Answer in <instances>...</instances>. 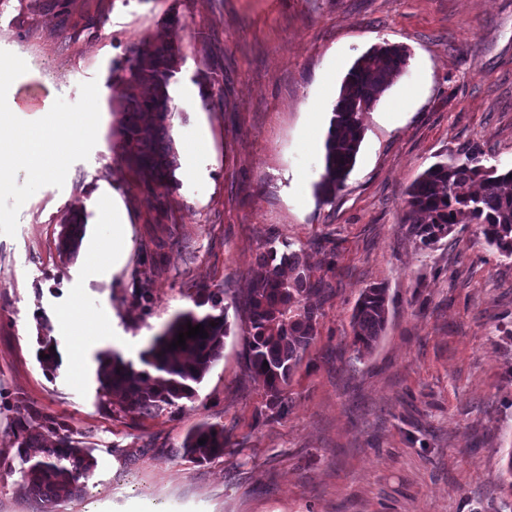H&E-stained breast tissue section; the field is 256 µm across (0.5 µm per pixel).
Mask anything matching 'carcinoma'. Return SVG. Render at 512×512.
Masks as SVG:
<instances>
[{"label":"carcinoma","mask_w":512,"mask_h":512,"mask_svg":"<svg viewBox=\"0 0 512 512\" xmlns=\"http://www.w3.org/2000/svg\"><path fill=\"white\" fill-rule=\"evenodd\" d=\"M181 48L164 42L133 51L122 68L123 91L113 111L119 113L116 134L125 160L162 185L179 166L169 134L173 112L167 87L176 72ZM407 64L398 46H380L356 60L333 108L325 142L324 173L316 185L327 199L336 196L351 172L363 139V116L371 111ZM405 223L416 243L428 248L456 224H476L499 255L512 258V168L483 162L477 145H465L449 162H437L410 185ZM84 224L73 212L64 219L62 252L78 255ZM244 303L250 322L244 361L249 377L262 383L270 419L288 412L285 388L317 336L322 281L312 278L304 255L283 243L269 246L258 258ZM222 292L210 291L195 303L200 312L177 315L165 332L153 338L140 355L137 370L114 351L98 356V379L107 400L123 410L154 416L182 399L195 396L212 364L223 356L229 324ZM389 297L383 284L363 289L353 307V352L360 360L378 344L387 324ZM203 326L208 337L188 338L186 347H171L187 325ZM268 366H263V362ZM6 429L16 447L15 460L0 461V472L20 475L38 512H49L60 497L80 495L89 488L97 467L93 449L76 438L71 426L32 405L4 404ZM206 442L200 444L198 440ZM224 426L204 423L185 437L184 455L197 463L224 454Z\"/></svg>","instance_id":"obj_1"}]
</instances>
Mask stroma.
<instances>
[{"label": "stroma", "instance_id": "stroma-1", "mask_svg": "<svg viewBox=\"0 0 512 512\" xmlns=\"http://www.w3.org/2000/svg\"><path fill=\"white\" fill-rule=\"evenodd\" d=\"M162 40L181 47L172 82L190 96L170 135L203 146L149 186L121 159L111 105L120 66ZM385 43L408 64L322 201L325 143L306 152L304 135L314 121L328 130L348 69ZM0 88L18 104L96 103L93 139L36 189L0 195V395L68 423L97 458L88 493L51 512H497L512 448V259L472 224L419 248L402 216L413 180L462 146L512 167V0H0ZM100 191L125 214L120 242L83 205ZM74 210L85 231L70 261L58 244ZM272 240L302 251L327 289L275 420L245 371L242 306ZM373 284L388 290V321L356 362L352 308ZM203 289L223 290L230 330L195 399L153 417L109 404L99 354L141 368ZM89 305L111 310V337L96 320H62ZM44 336L62 359L51 371ZM204 422L230 444L199 465L181 446Z\"/></svg>", "mask_w": 512, "mask_h": 512}]
</instances>
